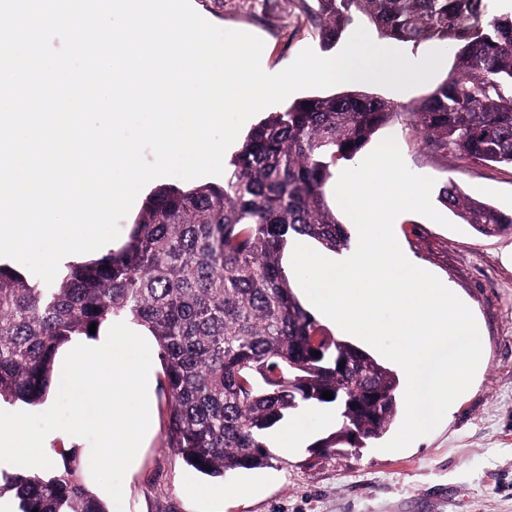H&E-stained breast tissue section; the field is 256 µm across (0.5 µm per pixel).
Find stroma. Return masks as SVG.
<instances>
[{
    "mask_svg": "<svg viewBox=\"0 0 512 512\" xmlns=\"http://www.w3.org/2000/svg\"><path fill=\"white\" fill-rule=\"evenodd\" d=\"M199 14L212 24L259 36L268 69L290 65L307 47L324 57L317 0H204ZM378 138L395 137L408 168L434 179L455 180L463 191L512 214V167L488 165L429 146L419 130L396 121ZM394 230L413 263L430 270L473 312L481 330L483 360L470 388L430 434L399 451L350 448L319 452L328 436L325 407L296 412L306 431L297 447L282 450L268 435L272 457L264 468L220 481L192 475L167 448V402L154 387L157 425L123 481V512H512V234L486 237L469 225L447 229L404 213ZM223 488L231 498L196 497L183 481Z\"/></svg>",
    "mask_w": 512,
    "mask_h": 512,
    "instance_id": "1",
    "label": "stroma"
}]
</instances>
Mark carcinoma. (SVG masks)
<instances>
[{
  "instance_id": "carcinoma-1",
  "label": "carcinoma",
  "mask_w": 512,
  "mask_h": 512,
  "mask_svg": "<svg viewBox=\"0 0 512 512\" xmlns=\"http://www.w3.org/2000/svg\"><path fill=\"white\" fill-rule=\"evenodd\" d=\"M331 47L358 14L402 45L454 51L455 70L410 107L361 89L295 100L242 138L224 183L161 185L128 240L67 266L49 286L0 265V401L43 403L55 359L75 336L127 320L153 336L168 398L166 440L215 479L268 464V430L297 410L335 406L320 448L339 453L382 438L398 412L400 379L354 343L327 332L301 303L283 265L295 237L339 253L346 225L328 203L340 160L404 120L437 149L512 165V10L493 0H317ZM439 200L484 236L512 232V215L467 196L453 180ZM320 355L313 356V351ZM344 367H339V364ZM325 390L333 399L321 396ZM199 462H193V458ZM19 512H110L76 455L51 476L16 473Z\"/></svg>"
}]
</instances>
